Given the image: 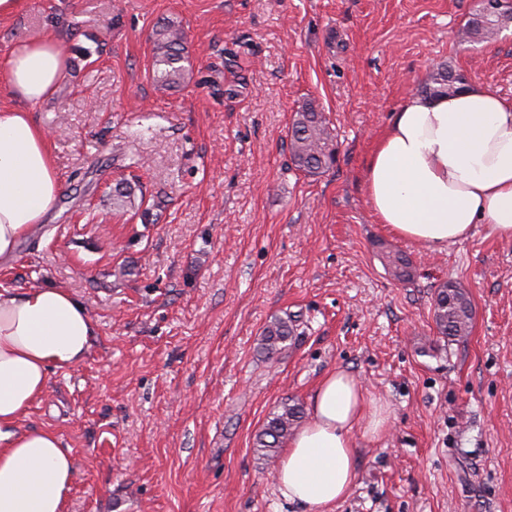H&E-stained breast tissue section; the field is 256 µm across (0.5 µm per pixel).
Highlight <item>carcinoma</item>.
Here are the masks:
<instances>
[{"instance_id":"carcinoma-1","label":"carcinoma","mask_w":512,"mask_h":512,"mask_svg":"<svg viewBox=\"0 0 512 512\" xmlns=\"http://www.w3.org/2000/svg\"><path fill=\"white\" fill-rule=\"evenodd\" d=\"M512 25V6L498 4L494 10L480 0L475 10L458 33L462 44H478L494 39L500 31ZM154 75L167 89L180 87L186 78L184 34L172 23L156 27L154 33ZM468 83L460 70L443 64L432 72L418 88L427 95L453 94ZM290 158L294 167L308 176H317L334 166L337 142L319 107L306 102L295 113L288 132ZM131 183L121 181L112 190V204L122 208L131 196ZM394 276L399 280L412 277V263L397 254L389 259ZM473 308L465 289L453 282H446L438 289L433 301V320L438 335L448 342H458L470 334ZM293 335L291 321L281 317L271 320L261 332V350L270 357L286 347ZM303 417L302 406L290 399L282 401L270 413L262 429L255 436L254 447L266 461L277 457L279 449L289 440L293 429Z\"/></svg>"}]
</instances>
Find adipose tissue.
<instances>
[{
  "instance_id": "obj_1",
  "label": "adipose tissue",
  "mask_w": 512,
  "mask_h": 512,
  "mask_svg": "<svg viewBox=\"0 0 512 512\" xmlns=\"http://www.w3.org/2000/svg\"><path fill=\"white\" fill-rule=\"evenodd\" d=\"M63 48L44 38L17 44L0 79V258L42 224L61 191L47 132L31 108L64 80ZM378 223L433 251L475 225L512 236V99L472 85L453 95H412L393 112L364 171ZM95 322L57 285L0 291V512H63L76 463L49 430L19 429L45 394L49 373L88 357ZM387 406L346 369L328 372L309 417L278 466L282 498L301 512H334L357 471L355 433L379 438Z\"/></svg>"
}]
</instances>
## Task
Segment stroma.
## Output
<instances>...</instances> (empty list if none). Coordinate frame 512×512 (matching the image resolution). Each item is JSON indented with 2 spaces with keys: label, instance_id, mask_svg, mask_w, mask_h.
Returning <instances> with one entry per match:
<instances>
[{
  "label": "stroma",
  "instance_id": "stroma-1",
  "mask_svg": "<svg viewBox=\"0 0 512 512\" xmlns=\"http://www.w3.org/2000/svg\"><path fill=\"white\" fill-rule=\"evenodd\" d=\"M478 0H22L0 18V62L53 38L68 75L32 109L62 191L0 262V290L47 283L86 305V361L50 373L21 420L76 461L64 512H297L253 440L286 398L308 406L347 369L388 406L357 436V479L335 512H512V237L475 225L440 253L377 223L363 172L398 105L448 63L512 98V29L469 46ZM184 32L181 88L154 79L153 31ZM315 101L337 161L290 160ZM141 194L112 204L122 178ZM406 255L410 281L386 268ZM472 331L445 344L444 282ZM290 318L265 357L263 327ZM473 308L464 288L453 282L443 283L433 301V320L439 336L449 342H459L470 334ZM293 335L291 320L275 317L261 332V350L270 357L286 347V342Z\"/></svg>",
  "mask_w": 512,
  "mask_h": 512
}]
</instances>
